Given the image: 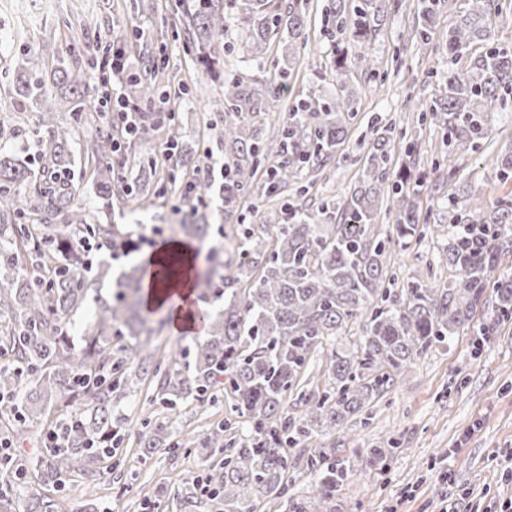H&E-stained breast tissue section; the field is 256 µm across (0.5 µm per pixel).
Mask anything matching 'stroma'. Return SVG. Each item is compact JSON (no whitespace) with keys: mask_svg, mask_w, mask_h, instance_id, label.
<instances>
[{"mask_svg":"<svg viewBox=\"0 0 512 512\" xmlns=\"http://www.w3.org/2000/svg\"><path fill=\"white\" fill-rule=\"evenodd\" d=\"M0 0V121L10 133L0 137V149L39 171V152L27 129L35 111L13 93L16 70L29 55L53 66L69 44L82 53L88 81H95L103 50L95 24L103 14L112 17V38L123 44L128 76L141 69L139 44L163 46L162 74L149 105L154 120L123 143L112 156L116 177L136 182L140 166L162 159L168 128H176L182 145L202 156L198 173L176 172L175 185L160 187L149 178L133 192L123 209H108L91 176L92 162L85 159L68 168L72 185L88 217L100 224H133L138 233L154 225H176L191 219V198L186 187L192 179H206L224 164V147L216 133L224 123V79L245 73L256 77L284 65L290 66L288 85L274 112L267 115L264 137L282 127L289 112L307 97L332 98L340 91L327 64L334 38L327 36L326 12L332 0H308L306 37L295 45L270 40L264 53L244 56L235 46L242 33L237 25L212 42L208 54L213 67L199 63L195 51L186 49L177 20V0ZM419 0H400L398 10L371 35L367 43L344 39L349 55L367 50L376 60V75L353 72L348 79L357 94V117L350 124L341 154L320 171L307 196L297 186L305 174L290 179L282 199H267L253 190L243 203L248 223L261 225L268 211L281 201L300 204L303 198L344 197L362 175L365 157L385 126L411 128L421 142L420 161H429L430 150L441 140L434 126L419 124L415 101L435 96L448 73V57L423 47L416 36ZM382 82V94L369 93L372 81ZM490 146L479 153L452 154L450 167L485 206L512 196V181L499 182L496 173L502 155L512 149V100L493 104ZM421 210L428 215L430 232L419 251L399 254L397 273L410 279L426 275L429 263L448 243V210L440 196L425 193ZM224 420L223 404H184L170 432L171 440L202 438ZM395 439L398 450L385 464H372L344 486L336 500L338 512H444L449 501L459 500L461 512L478 508L494 512L501 500L512 497V480L503 475L499 461L512 451V323L501 325L485 337L461 333L448 344L420 357L400 378L397 387L373 409L370 426L359 420L347 423L336 436V454L355 448H375ZM222 454L216 448H185L179 455L144 454L133 441L120 446L113 477L101 483L80 476L65 488L47 487L49 495L63 501L67 512H143V496L160 488L175 490L179 483L205 478ZM450 481H442V473Z\"/></svg>","mask_w":512,"mask_h":512,"instance_id":"1","label":"stroma"}]
</instances>
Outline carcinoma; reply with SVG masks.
<instances>
[{
	"label": "carcinoma",
	"mask_w": 512,
	"mask_h": 512,
	"mask_svg": "<svg viewBox=\"0 0 512 512\" xmlns=\"http://www.w3.org/2000/svg\"><path fill=\"white\" fill-rule=\"evenodd\" d=\"M336 30L361 41L397 8L396 0H363L353 14L348 0H334ZM447 0H421L417 37L448 51L452 65L440 94L419 109V122L443 130L451 151L476 153L488 139V106L512 99V44L495 40L491 24L502 11L499 0H466L456 22L434 29ZM185 46L204 49L227 28L223 0H179ZM242 44L263 52L270 34L283 32L288 44L302 35V12H267L263 0H241ZM144 78L139 98L154 97L157 57L141 53ZM373 76L366 52L348 57L336 47L334 71L345 88L348 70ZM288 69L257 79L236 74L224 80V127L218 131L230 152L224 163V222L242 227L243 238L224 235L235 256L211 249L208 266L195 276L194 289L209 306L224 308L207 317L208 336L191 348L158 358L143 353L136 338L162 335L167 324L150 317L143 283L146 270L130 265L112 278L109 260L139 252L137 239L117 224L87 221L68 185L41 187L31 171L0 152V420L40 422L47 449L21 448L16 459L0 460L10 493L0 497L9 512H61L63 504L24 482L35 471L39 484L75 475H101L96 464L110 459L132 431L146 453L160 445L177 450L169 430L182 404L200 405L224 393L228 416L206 434L205 442L225 451L222 465L205 484L183 482L179 497L194 507L206 497L215 512H336V494L367 461L381 463L396 448H366L336 459L334 438L353 418L369 412L394 390L402 374L420 356L447 343L461 330L494 335L491 323H474L483 294L491 290L497 322H512V279L497 274L500 259L512 252V198L484 208L481 198L460 188L456 172L431 159L434 191L452 213L448 246L440 265L448 280L428 275L401 284L391 265L396 247L422 243L427 223L421 218L424 181L411 168L390 177L391 138L379 137L365 161L362 178L331 211L299 210L275 235L264 237L242 225L241 205L273 149L291 148L298 163L318 171L336 157L348 134L355 99L338 95L311 99L290 115L278 145L261 144L258 115L279 102ZM15 93L45 110L36 135L42 175L74 161L76 146L94 162V181L107 205L127 201V184L112 182V153L126 128L100 112L95 134L79 139L86 120L82 105L97 93L84 80L76 47L51 69L31 55L18 68ZM69 113L54 124L51 110ZM171 131L174 164L199 167L195 155L179 147ZM393 215L387 231L377 223L380 211ZM28 214L31 224L13 220ZM336 223L322 224V217ZM210 225L171 228L189 240L205 238ZM94 317L81 334H71L74 317L88 301ZM322 354L321 374L310 370ZM158 381L160 413L136 426H124L116 410L147 376ZM301 406L288 413V400ZM311 471L316 488L307 496L293 490L296 470Z\"/></svg>",
	"instance_id": "obj_1"
}]
</instances>
